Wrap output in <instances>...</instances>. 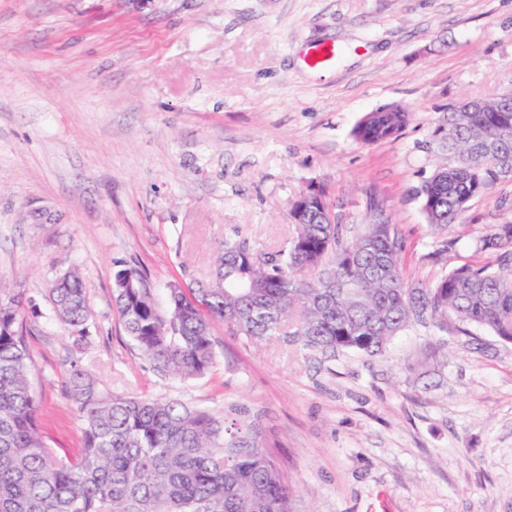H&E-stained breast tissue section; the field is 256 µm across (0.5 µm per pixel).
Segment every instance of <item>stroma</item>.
<instances>
[{"instance_id": "obj_1", "label": "stroma", "mask_w": 512, "mask_h": 512, "mask_svg": "<svg viewBox=\"0 0 512 512\" xmlns=\"http://www.w3.org/2000/svg\"><path fill=\"white\" fill-rule=\"evenodd\" d=\"M339 47L323 68L307 63ZM512 90V0H0V287L21 295L43 432L82 444L71 362L102 386L261 425L298 512H512V343L448 319L412 323L369 357L283 338L255 347L214 323L203 377L157 374L112 302L117 268L206 283L224 242L280 248L288 209L327 188L346 238L387 218L412 285L465 264L512 224V180L435 229L415 191L442 155L450 103ZM412 113L374 144L379 106ZM79 268L92 318L78 339L52 282ZM411 120V113L400 106L383 105L367 113L355 127V138L365 144L396 136Z\"/></svg>"}]
</instances>
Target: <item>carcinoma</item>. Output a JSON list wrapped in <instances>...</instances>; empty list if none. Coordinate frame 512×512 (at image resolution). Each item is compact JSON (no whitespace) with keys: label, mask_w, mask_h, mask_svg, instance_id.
<instances>
[{"label":"carcinoma","mask_w":512,"mask_h":512,"mask_svg":"<svg viewBox=\"0 0 512 512\" xmlns=\"http://www.w3.org/2000/svg\"><path fill=\"white\" fill-rule=\"evenodd\" d=\"M507 112H446L435 132L448 154L417 191L428 221L443 229L502 179L512 164V97ZM411 120L383 105L355 127L365 144L396 136ZM403 242L393 224L364 225L343 238L337 217L313 212L294 225L284 248L260 256L246 241L226 242L215 258L220 288H168L158 307L145 276L116 288L127 335L161 376L198 378L215 362L212 323L260 344L285 336L323 355L354 350L370 357L425 315L455 316L512 343V224L491 229L481 249L499 253L495 271L463 265L432 287L405 281ZM57 319L85 338L90 305L77 269L51 288ZM24 341V304L0 293V512H295L292 490L261 433L235 407L222 416L176 400L117 394L71 363L67 394L82 422L75 456L41 432Z\"/></svg>","instance_id":"carcinoma-1"}]
</instances>
